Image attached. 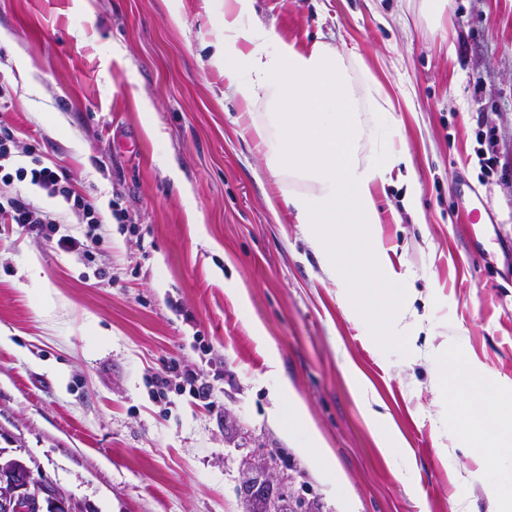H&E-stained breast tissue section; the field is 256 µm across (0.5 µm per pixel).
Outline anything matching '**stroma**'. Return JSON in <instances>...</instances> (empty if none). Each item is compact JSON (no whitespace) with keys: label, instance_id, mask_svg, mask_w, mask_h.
Masks as SVG:
<instances>
[{"label":"stroma","instance_id":"obj_1","mask_svg":"<svg viewBox=\"0 0 512 512\" xmlns=\"http://www.w3.org/2000/svg\"><path fill=\"white\" fill-rule=\"evenodd\" d=\"M223 17L224 0H0L11 164L36 152L104 219L90 261L0 224V448L82 512H487L512 473L440 451L460 403L436 379L451 366L512 386V0H452L437 31L416 0L254 2L262 49L354 50L395 106L373 135L400 132L420 192L376 190L399 283L372 296L408 310L407 343L346 313L278 201L242 105L222 96ZM1 193L82 230L29 183ZM172 361L210 403L155 399ZM367 406L403 436L395 454ZM267 458L273 488H245Z\"/></svg>","mask_w":512,"mask_h":512}]
</instances>
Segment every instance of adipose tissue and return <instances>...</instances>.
<instances>
[{
	"instance_id": "obj_1",
	"label": "adipose tissue",
	"mask_w": 512,
	"mask_h": 512,
	"mask_svg": "<svg viewBox=\"0 0 512 512\" xmlns=\"http://www.w3.org/2000/svg\"><path fill=\"white\" fill-rule=\"evenodd\" d=\"M253 0H224V87L239 97L283 201L312 227L321 269L348 292L381 282L377 186L391 183L405 146L375 141L377 115L393 105L374 73L329 42L310 49L279 43L256 48L261 30L244 23ZM480 419L463 417L450 439L476 449L485 466L512 461V415L501 409L512 390L478 387Z\"/></svg>"
}]
</instances>
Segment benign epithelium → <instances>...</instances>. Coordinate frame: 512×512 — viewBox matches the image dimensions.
Instances as JSON below:
<instances>
[{"mask_svg": "<svg viewBox=\"0 0 512 512\" xmlns=\"http://www.w3.org/2000/svg\"><path fill=\"white\" fill-rule=\"evenodd\" d=\"M0 512H78L37 467L0 464Z\"/></svg>", "mask_w": 512, "mask_h": 512, "instance_id": "1", "label": "benign epithelium"}]
</instances>
